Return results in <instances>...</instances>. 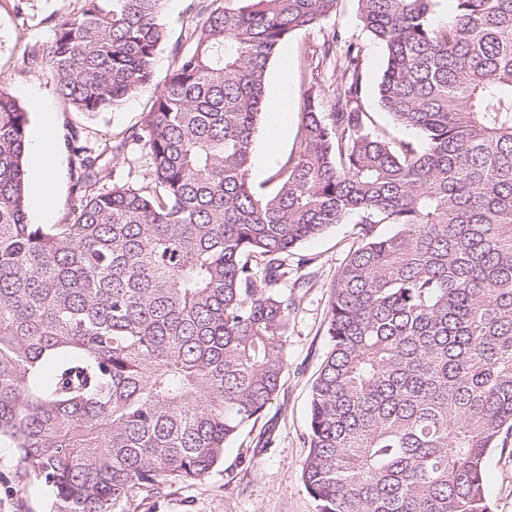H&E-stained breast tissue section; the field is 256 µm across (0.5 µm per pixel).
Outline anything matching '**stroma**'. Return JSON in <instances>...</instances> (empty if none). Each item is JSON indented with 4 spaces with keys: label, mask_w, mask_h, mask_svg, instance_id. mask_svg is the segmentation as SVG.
Instances as JSON below:
<instances>
[{
    "label": "stroma",
    "mask_w": 512,
    "mask_h": 512,
    "mask_svg": "<svg viewBox=\"0 0 512 512\" xmlns=\"http://www.w3.org/2000/svg\"><path fill=\"white\" fill-rule=\"evenodd\" d=\"M72 0H0V83L7 85L27 109L30 132L42 126L37 101H44L55 118L52 133L55 208L51 223L58 224L75 196L74 157L64 144L70 125L83 124L87 144L101 148L105 139L122 136L136 125L150 107L171 66L169 50H162L153 65L154 83L127 98L119 108L83 116L68 110L54 85L43 75L29 71L24 59L30 45L52 36V15L72 14ZM342 30L363 48L362 71L366 83L381 74L384 55L364 30L357 0H342L336 16L305 32L291 36L273 59L266 79V95L287 83L284 105L288 127L283 136L271 135L266 124L254 134L251 178L264 183L280 163L296 150V132L301 121L306 85L297 77V54L321 51L333 30ZM359 227L353 222L332 225L323 235L305 241L288 255L289 265L307 258L298 274L306 287L293 291L295 306L290 314L287 367L283 385L261 417L224 450V462L209 477L185 487L167 488L158 498L134 496L127 512H316L302 479V464L308 454L307 431L311 387L330 347L326 313L330 286L350 251L358 245ZM485 483L492 512H512V435L501 437L487 459ZM50 492L23 476L9 443L0 444V512H49Z\"/></svg>",
    "instance_id": "obj_1"
}]
</instances>
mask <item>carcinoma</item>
<instances>
[{"instance_id": "cac0c4a2", "label": "carcinoma", "mask_w": 512, "mask_h": 512, "mask_svg": "<svg viewBox=\"0 0 512 512\" xmlns=\"http://www.w3.org/2000/svg\"><path fill=\"white\" fill-rule=\"evenodd\" d=\"M26 67L81 114L150 86L167 0H74ZM340 0H186L183 38L140 122L96 152L70 128L65 223L29 222V114L0 85V441L49 512H125L192 484L276 398L294 299L288 255L351 217L302 480L316 512H491L487 455L512 432V0H357L384 51L364 109L362 47L315 67L297 150L250 179L269 66ZM136 145L140 180L101 186ZM378 224L395 230L376 233Z\"/></svg>"}]
</instances>
